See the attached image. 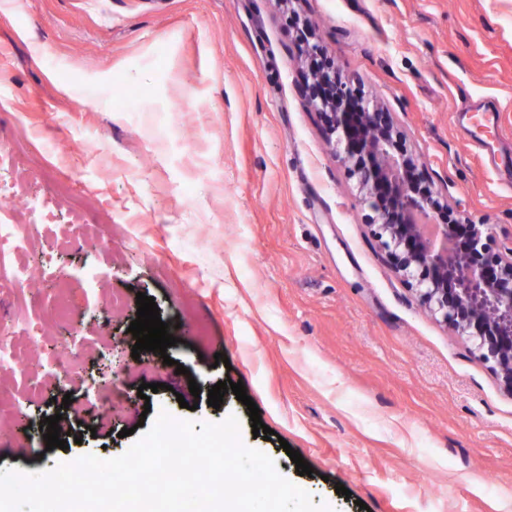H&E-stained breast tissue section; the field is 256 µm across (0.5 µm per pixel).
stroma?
Returning a JSON list of instances; mask_svg holds the SVG:
<instances>
[{
  "mask_svg": "<svg viewBox=\"0 0 512 512\" xmlns=\"http://www.w3.org/2000/svg\"><path fill=\"white\" fill-rule=\"evenodd\" d=\"M314 63L391 112L421 188L512 247V167L489 172L455 121L497 113L487 137L512 156V0H0V186L23 193L0 224L25 222L37 271L0 293V344L47 322L26 376L0 383V470L114 458L163 410L232 414L331 512H512V393L395 271L300 92ZM140 292L176 339L166 355L132 353ZM65 350L80 376L62 383ZM228 380L276 439L233 393L208 406ZM144 383L160 386L146 400ZM113 387L126 404L105 423ZM56 414L65 450L46 447Z\"/></svg>",
  "mask_w": 512,
  "mask_h": 512,
  "instance_id": "obj_1",
  "label": "stroma"
}]
</instances>
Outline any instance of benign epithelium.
I'll use <instances>...</instances> for the list:
<instances>
[{"label":"benign epithelium","instance_id":"obj_1","mask_svg":"<svg viewBox=\"0 0 512 512\" xmlns=\"http://www.w3.org/2000/svg\"><path fill=\"white\" fill-rule=\"evenodd\" d=\"M304 93L320 111L330 134H342L345 161L374 212L371 224L394 268L415 282L421 302L461 336L476 342L480 357L498 367L512 392V248L492 254L482 238L488 225L446 223L448 204L417 189L411 158L391 152L400 135L391 113L378 105L349 112L352 90L336 72L311 71ZM429 210L445 220L434 239L413 221Z\"/></svg>","mask_w":512,"mask_h":512}]
</instances>
